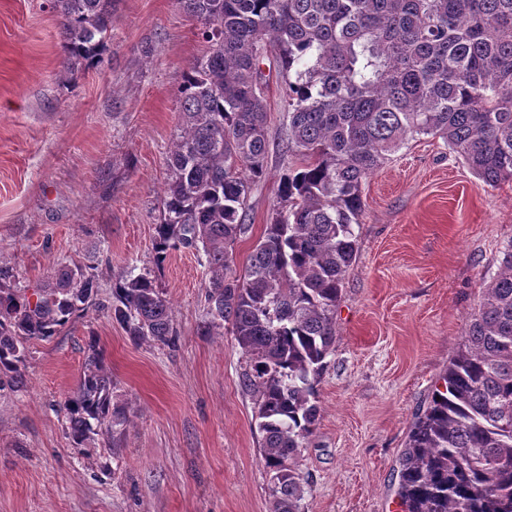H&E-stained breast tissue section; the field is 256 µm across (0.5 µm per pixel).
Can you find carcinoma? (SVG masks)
Wrapping results in <instances>:
<instances>
[{
    "mask_svg": "<svg viewBox=\"0 0 512 512\" xmlns=\"http://www.w3.org/2000/svg\"><path fill=\"white\" fill-rule=\"evenodd\" d=\"M204 25L203 54L179 89L180 134L167 158L156 264L203 252L211 326L230 325L248 355L272 512H300L295 460L319 415L318 384L336 307L358 247L363 182L417 136L433 135L488 185L512 180V0H175ZM64 69L107 50L112 0H50ZM288 86V168L248 265L232 247L252 185L266 172L268 47ZM78 264L34 292L0 287V377L23 381L27 344L92 305ZM129 335L172 340L171 309L148 273L112 289ZM60 410L77 445L113 404L97 341ZM400 457L406 512H512V244L466 319L459 348Z\"/></svg>",
    "mask_w": 512,
    "mask_h": 512,
    "instance_id": "cac0c4a2",
    "label": "carcinoma"
}]
</instances>
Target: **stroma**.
Segmentation results:
<instances>
[{
  "mask_svg": "<svg viewBox=\"0 0 512 512\" xmlns=\"http://www.w3.org/2000/svg\"><path fill=\"white\" fill-rule=\"evenodd\" d=\"M174 0H113L98 67L63 74L47 0H0V286L49 287L76 263L97 304L31 342L25 381L0 388V512H271L247 357L210 328L208 268L191 248L154 264L178 90L205 43ZM268 158L251 192L243 271L288 165V90L270 74ZM358 255L336 310L319 419L297 458L301 512H403L398 458L512 244V182L485 185L441 138L409 140L363 184ZM151 273L174 340H136L110 311L115 284ZM123 424L80 447L57 405L90 339Z\"/></svg>",
  "mask_w": 512,
  "mask_h": 512,
  "instance_id": "35a3bbf8",
  "label": "stroma"
}]
</instances>
